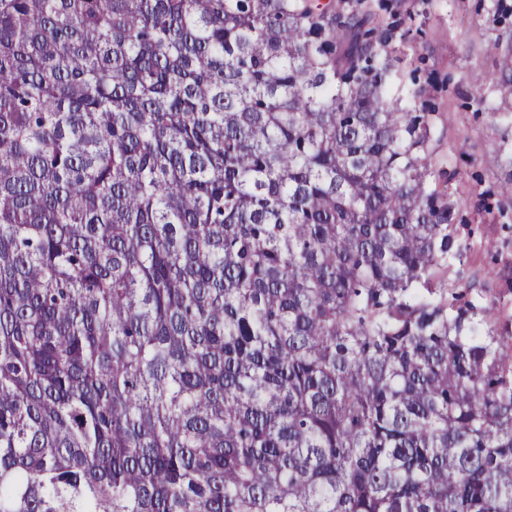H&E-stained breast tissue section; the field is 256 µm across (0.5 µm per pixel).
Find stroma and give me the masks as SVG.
I'll use <instances>...</instances> for the list:
<instances>
[{"label":"stroma","instance_id":"1","mask_svg":"<svg viewBox=\"0 0 512 512\" xmlns=\"http://www.w3.org/2000/svg\"><path fill=\"white\" fill-rule=\"evenodd\" d=\"M337 12L400 27L391 43L393 83L417 88L431 113L436 178L461 217L464 258L450 283L466 286L512 328V0H333Z\"/></svg>","mask_w":512,"mask_h":512}]
</instances>
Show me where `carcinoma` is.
I'll list each match as a JSON object with an SVG mask.
<instances>
[{
  "mask_svg": "<svg viewBox=\"0 0 512 512\" xmlns=\"http://www.w3.org/2000/svg\"><path fill=\"white\" fill-rule=\"evenodd\" d=\"M389 28L0 0V512H512V335Z\"/></svg>",
  "mask_w": 512,
  "mask_h": 512,
  "instance_id": "cac0c4a2",
  "label": "carcinoma"
}]
</instances>
